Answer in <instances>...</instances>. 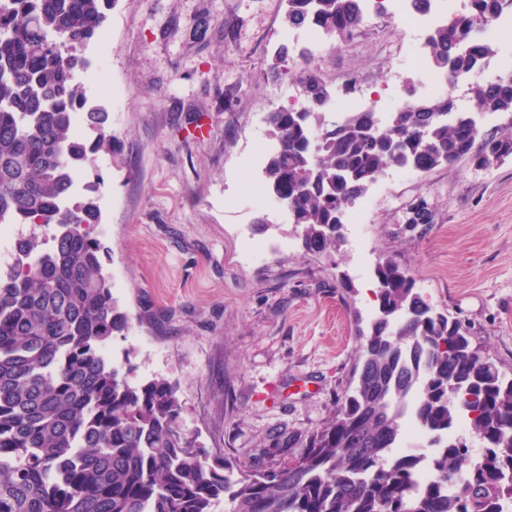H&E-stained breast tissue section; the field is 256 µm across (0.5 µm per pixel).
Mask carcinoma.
<instances>
[{
    "label": "carcinoma",
    "mask_w": 512,
    "mask_h": 512,
    "mask_svg": "<svg viewBox=\"0 0 512 512\" xmlns=\"http://www.w3.org/2000/svg\"><path fill=\"white\" fill-rule=\"evenodd\" d=\"M118 0H0V224H29L30 259L0 271V512H504L512 501V378L437 313L410 272L382 257L378 314L361 334L353 386L290 461L256 469L211 457L181 424L177 386L132 384L105 355L130 328L104 272L100 184L69 195L80 171L110 154L109 113L78 70ZM291 28L343 38L365 0H285ZM432 30L422 53L448 84L469 82L474 111L450 94L409 99L382 120L372 110L326 119L332 92L308 66L304 103L269 113L273 147L258 194L302 228L307 251L330 255L344 216L387 168L428 171L467 156L480 168L512 158V132L481 135L475 114L512 113V75L472 82L496 53L483 34L512 0H466ZM81 113L88 133L78 135ZM58 227L43 248L37 229ZM484 452L445 435L459 414ZM438 451L400 453L407 418ZM429 460L433 478L416 476Z\"/></svg>",
    "instance_id": "cac0c4a2"
}]
</instances>
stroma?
I'll use <instances>...</instances> for the list:
<instances>
[{
	"instance_id": "35a3bbf8",
	"label": "stroma",
	"mask_w": 512,
	"mask_h": 512,
	"mask_svg": "<svg viewBox=\"0 0 512 512\" xmlns=\"http://www.w3.org/2000/svg\"><path fill=\"white\" fill-rule=\"evenodd\" d=\"M284 12V0H119L105 26L108 56L83 50L122 93L98 97L115 153L83 174L112 188L95 234L130 328L109 353L131 383L176 384L181 422L211 454L265 466L288 458L269 449L275 429L308 435L349 388L358 330L377 307L379 257L409 269L438 311L512 371V160L388 169L367 192L361 226L345 225L329 256L307 253L287 212L245 183L268 113L302 101L303 52L330 85L335 113L355 94H404L417 77L418 45L389 15L314 47ZM201 22L207 35L193 39ZM283 44L292 54L276 76ZM421 202L431 223H408ZM240 228L291 247L248 262Z\"/></svg>"
}]
</instances>
